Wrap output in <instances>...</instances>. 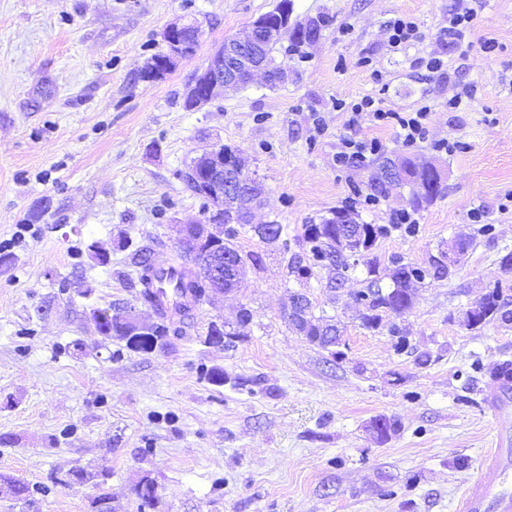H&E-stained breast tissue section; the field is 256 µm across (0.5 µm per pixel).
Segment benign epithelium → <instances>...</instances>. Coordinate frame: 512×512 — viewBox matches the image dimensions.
Listing matches in <instances>:
<instances>
[{"instance_id": "benign-epithelium-1", "label": "benign epithelium", "mask_w": 512, "mask_h": 512, "mask_svg": "<svg viewBox=\"0 0 512 512\" xmlns=\"http://www.w3.org/2000/svg\"><path fill=\"white\" fill-rule=\"evenodd\" d=\"M312 30L310 43L322 37L324 24L317 17L293 16L288 0H280L277 8L259 16L246 30L224 39L211 56L208 65L195 76L186 92V100L199 107L209 103L217 90L234 91L252 81L255 72H264L266 82L276 85L286 81L285 69L265 67L259 62L262 51L275 45L282 34L298 28ZM202 38V31L194 21L180 19L170 23L163 32L166 44L164 53L151 58L143 70L148 79H161L170 73L179 59L195 52ZM245 168L240 151L230 154L224 146L215 145L196 158L183 172L186 184L203 188L208 194L212 212L202 220L180 224L177 228L176 248L184 258L189 274L194 280L213 281L208 301L220 300L237 290L246 273L244 260L234 251L220 250L227 240L232 225L224 224V213L237 210L240 185L246 183ZM353 238L349 233L338 237L341 248L331 249L332 258H351L361 253L350 248ZM153 320L141 317L137 306L124 307L116 330L135 343L150 338Z\"/></svg>"}]
</instances>
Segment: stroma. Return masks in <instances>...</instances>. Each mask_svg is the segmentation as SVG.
<instances>
[{
	"label": "stroma",
	"instance_id": "stroma-1",
	"mask_svg": "<svg viewBox=\"0 0 512 512\" xmlns=\"http://www.w3.org/2000/svg\"><path fill=\"white\" fill-rule=\"evenodd\" d=\"M277 3L0 0V512H95L103 493L111 512H139L132 488L143 478L160 512H456L496 434L512 442V412L488 411L489 377L470 369L512 361V327L457 321L496 283L512 304V272L499 266L512 250V0H467L474 20L459 40L448 37L458 0H293L324 30L300 56L274 46L287 82L258 79L186 109L213 50ZM397 17L418 40L390 42ZM180 18L202 30L196 52L163 79L142 78ZM431 56L444 59V77L422 66ZM377 95L399 112L428 103V141L405 146L367 120L348 130L337 101ZM455 95L463 103L452 111ZM349 131L378 138L383 156L441 167L440 195L412 210L416 234L391 227L411 210L409 190L373 208L355 202L373 167L337 170ZM441 139L465 148L436 152ZM218 143L240 150L264 190L253 221L283 225L281 239L240 230L252 262L237 292L195 310L164 350L132 351L101 335L91 311L135 302L137 247L173 259L177 225L204 214L179 173ZM340 209L389 226L371 252L383 273L474 237L449 277L417 289L398 321L405 350L361 325L353 293L366 266L342 282L330 266L306 281L290 272L306 253L305 224ZM483 222L492 236L479 234ZM297 292L339 321L341 357L293 331L285 308ZM243 305L253 319L241 327ZM219 319L240 333L232 348L203 341ZM214 367L223 384L205 379ZM381 416L400 425L384 442L370 428ZM79 469L83 479L57 484ZM16 481L27 498L14 495Z\"/></svg>",
	"mask_w": 512,
	"mask_h": 512
}]
</instances>
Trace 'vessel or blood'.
I'll return each instance as SVG.
<instances>
[{
  "label": "vessel or blood",
  "instance_id": "b4317fda",
  "mask_svg": "<svg viewBox=\"0 0 512 512\" xmlns=\"http://www.w3.org/2000/svg\"><path fill=\"white\" fill-rule=\"evenodd\" d=\"M512 399V370L501 369L490 384L487 406L504 409ZM505 449H489L476 476L465 488L457 512H512V470L505 463Z\"/></svg>",
  "mask_w": 512,
  "mask_h": 512
}]
</instances>
